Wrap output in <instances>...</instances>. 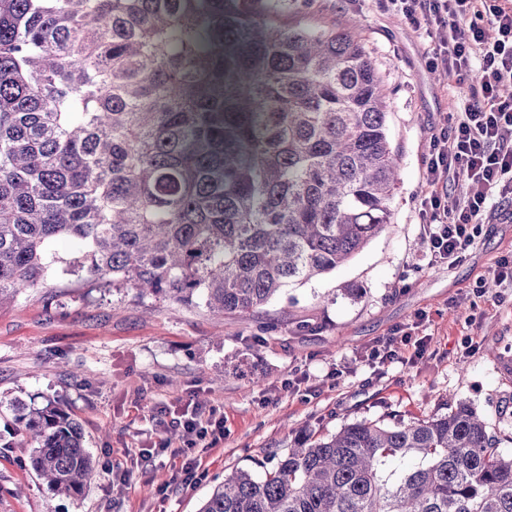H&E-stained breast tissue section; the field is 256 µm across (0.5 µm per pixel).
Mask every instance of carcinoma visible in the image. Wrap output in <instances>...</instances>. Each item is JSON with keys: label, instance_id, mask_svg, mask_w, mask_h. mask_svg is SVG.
I'll return each mask as SVG.
<instances>
[{"label": "carcinoma", "instance_id": "1", "mask_svg": "<svg viewBox=\"0 0 512 512\" xmlns=\"http://www.w3.org/2000/svg\"><path fill=\"white\" fill-rule=\"evenodd\" d=\"M247 2L0 0V303L61 272L244 316L391 223L399 154L370 52ZM21 422L40 478L80 494V424L52 404ZM200 512H512V454L459 401L299 436Z\"/></svg>", "mask_w": 512, "mask_h": 512}]
</instances>
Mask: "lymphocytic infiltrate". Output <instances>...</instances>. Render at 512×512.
Here are the masks:
<instances>
[{"label":"lymphocytic infiltrate","mask_w":512,"mask_h":512,"mask_svg":"<svg viewBox=\"0 0 512 512\" xmlns=\"http://www.w3.org/2000/svg\"><path fill=\"white\" fill-rule=\"evenodd\" d=\"M418 30L434 37L430 63L448 76L474 73L470 100L451 127L452 151L432 137L419 202L432 262L452 263L495 217L497 201L512 200V0H389ZM456 197H449V190ZM188 441H219L224 416L189 403L171 419Z\"/></svg>","instance_id":"f902f5d3"}]
</instances>
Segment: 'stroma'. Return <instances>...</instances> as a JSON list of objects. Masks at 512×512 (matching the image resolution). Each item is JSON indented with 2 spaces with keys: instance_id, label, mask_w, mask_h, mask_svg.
<instances>
[{
  "instance_id": "1",
  "label": "stroma",
  "mask_w": 512,
  "mask_h": 512,
  "mask_svg": "<svg viewBox=\"0 0 512 512\" xmlns=\"http://www.w3.org/2000/svg\"><path fill=\"white\" fill-rule=\"evenodd\" d=\"M356 17L400 153L391 223L332 273L247 317L216 319L68 275L1 304L0 512H199L225 473L271 461L299 434L428 418L450 397L482 414L512 454V283L491 276L512 259V206L450 265L431 262L418 212L431 135L454 125L471 80L430 70L434 40L385 0H288L283 20L345 28ZM412 324L423 351L373 357L377 341ZM190 398L223 412L215 447L170 439L162 411ZM49 403L81 424L98 462L76 497L52 491L29 462L18 409ZM165 443L200 459L197 483H173L167 455L137 466L142 449Z\"/></svg>"
}]
</instances>
